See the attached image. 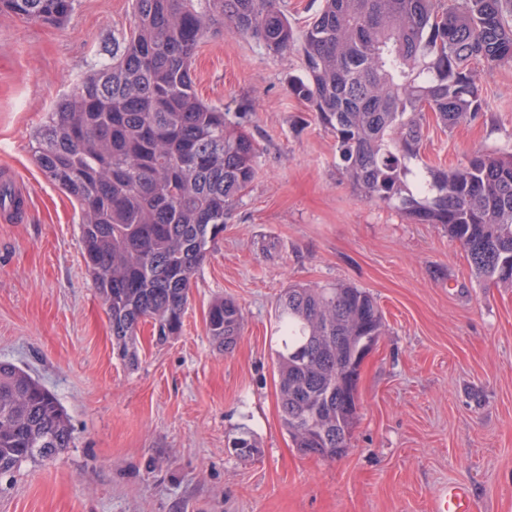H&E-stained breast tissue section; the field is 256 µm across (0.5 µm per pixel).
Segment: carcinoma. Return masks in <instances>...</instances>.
I'll return each instance as SVG.
<instances>
[{
  "label": "carcinoma",
  "instance_id": "carcinoma-1",
  "mask_svg": "<svg viewBox=\"0 0 512 512\" xmlns=\"http://www.w3.org/2000/svg\"><path fill=\"white\" fill-rule=\"evenodd\" d=\"M76 0H0L27 22L57 25ZM134 25L112 34L93 66L31 139L44 176L79 205L85 265L106 308L113 345L135 366L140 326L180 334L190 282L255 178L259 151L240 116L203 102L192 63L228 25L273 55L298 48L305 73L288 78L336 139L341 170L370 203L417 224H441L475 276L512 285V151L476 150L458 167L429 169L409 187L425 138L423 113L452 129L486 107L473 66L512 65V0H323L296 36L278 0H132ZM275 315L281 419L303 455L339 457L359 400L348 372L363 340L383 335L372 295L343 284L288 287ZM239 305L220 298L208 335L232 349ZM60 402L27 372L0 362V475L70 447ZM240 457L260 453L249 432Z\"/></svg>",
  "mask_w": 512,
  "mask_h": 512
}]
</instances>
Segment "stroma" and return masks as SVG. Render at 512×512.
<instances>
[{
	"instance_id": "stroma-1",
	"label": "stroma",
	"mask_w": 512,
	"mask_h": 512,
	"mask_svg": "<svg viewBox=\"0 0 512 512\" xmlns=\"http://www.w3.org/2000/svg\"><path fill=\"white\" fill-rule=\"evenodd\" d=\"M132 24L131 0H77L58 27L0 13V169L28 191L0 220V362L54 394L74 436L0 478V512H432L452 481L475 512H512V286L476 279L442 225L361 197L288 91L298 50L272 56L230 29L200 44L196 91L245 113L256 175L191 279L181 334L160 344L143 324L135 368L113 352L80 209L35 165L31 134ZM476 77L488 111L451 130L425 114L417 169L512 146V66ZM336 282L369 292L386 328L361 369L350 449L324 460L301 456L280 418L275 304L288 286ZM219 298L245 316L226 352L206 329ZM244 430L257 459L232 447Z\"/></svg>"
}]
</instances>
